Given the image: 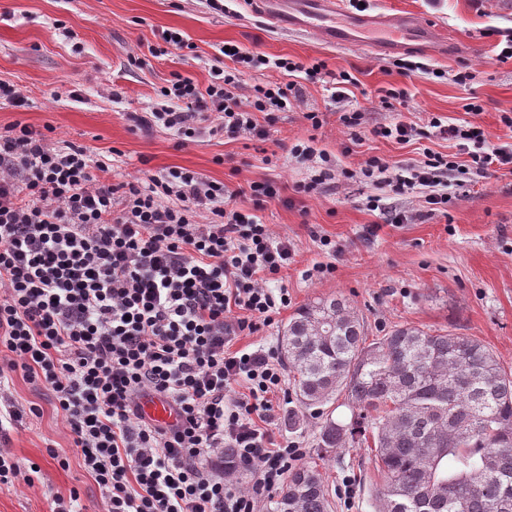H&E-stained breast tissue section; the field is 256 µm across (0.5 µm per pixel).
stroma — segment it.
<instances>
[{
	"instance_id": "obj_1",
	"label": "stroma",
	"mask_w": 512,
	"mask_h": 512,
	"mask_svg": "<svg viewBox=\"0 0 512 512\" xmlns=\"http://www.w3.org/2000/svg\"><path fill=\"white\" fill-rule=\"evenodd\" d=\"M368 9L382 15L414 13L442 27L461 48L421 56L427 72L406 78L397 73L396 55L339 49L313 36L281 33L249 0H239L231 18L210 9L206 0H0V81L20 88L26 98L22 107L0 105V129L16 122L49 129L52 141L75 143L110 162L116 182L174 167L193 170L237 189L236 205L246 212L254 208L244 188L276 181L280 199L258 213L274 235L295 245L294 259L277 282L287 289L290 304L277 327L239 337L237 347L279 345L294 309L341 296L363 316L368 338L397 325L450 331L479 340L510 370L512 172L503 168L471 182L464 196L431 212L418 193L395 194L389 186L365 182L357 172L371 155L395 168L420 162L427 149L451 155L452 142L420 139L399 145L357 135L340 117L363 107L370 123L389 122L395 115L378 109L377 95L395 86L406 92L397 115L404 121L420 127L434 117L450 125L471 122L484 130L490 144L512 143V129L500 121L502 111L512 109V61H497L492 35L512 28V0L480 5L439 0L434 7L428 0H369ZM166 29L181 31L187 48L148 56ZM227 41L271 56L325 61L332 71L352 73L358 85L336 103L321 84L302 81L301 104L280 113L265 142L218 136L179 149L165 128L141 132L131 127L128 113L160 102L171 73L207 86L213 59ZM133 55L146 57V65L131 64ZM460 71L472 75L466 84L453 81ZM470 102L479 104V111H466ZM312 110L323 118L316 130L303 118ZM307 139L335 158L338 167L353 171V178L328 181L319 194H297L294 186L306 171L289 151ZM117 151L122 154L118 161L113 158ZM370 195L380 198V209L367 210ZM397 211L406 215L405 223H390ZM323 236L335 242V252L321 246ZM326 264L334 265V272L318 273V266ZM8 396L24 416L0 438V451L9 452L21 467L39 465L41 479L31 487L0 490V512H51L54 495L73 490L82 512H99V490L78 464L52 392L17 373ZM298 408L294 400L283 405L277 437L305 448V463L317 466L329 485L333 512H375L378 476L367 446L322 451L317 419L304 415L289 426L287 415ZM61 455L68 458V467L58 464ZM348 478L354 485L347 505L340 493Z\"/></svg>"
}]
</instances>
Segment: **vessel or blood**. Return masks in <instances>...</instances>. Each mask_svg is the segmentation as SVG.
Listing matches in <instances>:
<instances>
[{
  "label": "vessel or blood",
  "instance_id": "b4317fda",
  "mask_svg": "<svg viewBox=\"0 0 512 512\" xmlns=\"http://www.w3.org/2000/svg\"><path fill=\"white\" fill-rule=\"evenodd\" d=\"M258 11L275 28L285 32L313 34L337 48L362 46L364 31L382 27L389 34L394 50L400 52L440 53L452 46L450 39L410 13L384 16L377 13L356 14L345 26H337L334 18L340 12L338 0H256ZM144 414L163 424L176 421L174 407L164 398L150 396L141 402Z\"/></svg>",
  "mask_w": 512,
  "mask_h": 512
}]
</instances>
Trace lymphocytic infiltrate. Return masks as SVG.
<instances>
[{"label": "lymphocytic infiltrate", "instance_id": "f902f5d3", "mask_svg": "<svg viewBox=\"0 0 512 512\" xmlns=\"http://www.w3.org/2000/svg\"><path fill=\"white\" fill-rule=\"evenodd\" d=\"M225 57L203 89L173 74L160 91L164 105L131 113L135 128L163 127L180 147L206 134L263 142L277 113L299 98L295 74L324 83L335 101L354 82L325 61L234 42ZM262 71L280 78L243 90V74ZM369 133L399 144L454 142L477 178L512 165V144L489 145L470 122L435 117L421 129L397 120ZM290 154L319 167L296 193L319 192L331 178L330 157L307 141ZM459 168L430 153L395 173L372 156L361 173L399 194L424 190L425 203L440 208L449 188L465 185ZM110 170L86 148L52 142L30 125L0 131V393L16 372L53 392L101 512H257L305 457L273 431L288 392L276 349L231 348L235 337L272 326L288 305L287 289L270 284L294 246L258 215L281 188L251 183L249 214L236 208L237 191L187 168L118 183ZM146 395L169 400L177 423L147 418ZM228 448L232 468L224 465ZM240 468L252 474L245 490L236 485Z\"/></svg>", "mask_w": 512, "mask_h": 512}]
</instances>
